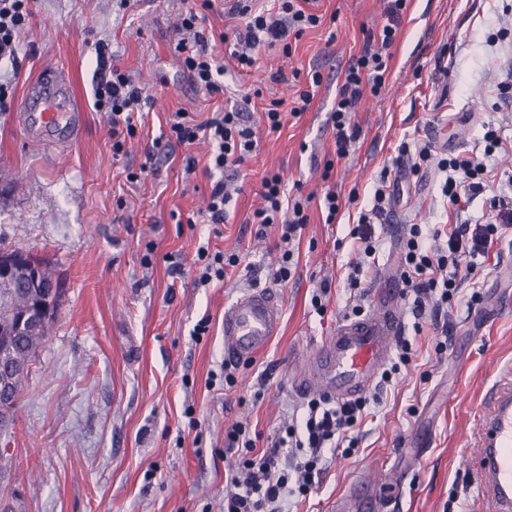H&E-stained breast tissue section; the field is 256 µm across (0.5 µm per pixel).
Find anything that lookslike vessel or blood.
<instances>
[{
  "label": "vessel or blood",
  "instance_id": "b4317fda",
  "mask_svg": "<svg viewBox=\"0 0 512 512\" xmlns=\"http://www.w3.org/2000/svg\"><path fill=\"white\" fill-rule=\"evenodd\" d=\"M31 120L23 130L30 140L67 143L80 134L82 108L69 93L64 70L44 71L29 82L20 104ZM399 291L381 288L373 309L337 324L309 357L303 375L292 380L299 393H316L346 402L367 391L388 362L399 336L405 331L398 312ZM283 312L268 289L243 293L224 310V357L233 362L250 360L278 336ZM479 424L483 449L477 476L478 512H512V368L503 370L496 384L473 412ZM379 486L354 480L334 502L333 512H381Z\"/></svg>",
  "mask_w": 512,
  "mask_h": 512
}]
</instances>
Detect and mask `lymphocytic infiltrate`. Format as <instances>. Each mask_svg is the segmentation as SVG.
Returning a JSON list of instances; mask_svg holds the SVG:
<instances>
[{"instance_id":"f902f5d3","label":"lymphocytic infiltrate","mask_w":512,"mask_h":512,"mask_svg":"<svg viewBox=\"0 0 512 512\" xmlns=\"http://www.w3.org/2000/svg\"><path fill=\"white\" fill-rule=\"evenodd\" d=\"M255 0H231L228 16L240 19V26L217 33L208 29V13L214 0H191L180 13L175 44L184 69L199 91L216 96L224 91V65L218 47L231 46V55L238 69L246 72L255 67L256 54L265 47L281 45L283 54H290L294 40L306 30L318 27L322 15L308 8L310 0H273L270 10L256 9ZM33 0H0V61L16 62L22 34L33 16ZM407 0H388L385 24L364 30V41L358 56L348 65L343 80L336 88L332 110V130L337 158L348 155L359 136L352 114L366 94H378L389 79L392 48L397 39L398 22ZM97 75L92 86L93 108L104 113L112 141L113 157L126 154L127 144L137 137L144 118L151 112L154 99L137 84L130 74L116 64L109 40L95 43ZM299 85L292 107L273 98L263 106V122L268 132L277 133L289 118L309 109L314 90L322 83L319 71H293ZM167 141L192 147L206 144L209 157L199 164L196 157L186 155L185 170H202L211 182L201 211L204 223L220 225L226 218V207L233 198L234 187L224 179L227 171H238L255 152L257 138L243 109L220 107L205 120H196L191 113L174 112L167 123ZM445 174L442 195L449 206H460L461 195L482 189L481 177L486 168L471 159L453 158L443 161ZM259 194L263 200L250 221L256 224V238H265L271 226H278L280 255L274 279L285 283L292 276L294 244L301 239L309 216L310 198H295L292 207L283 203L284 189L279 174L268 173L261 179ZM385 185L374 192V205L360 213L349 232L357 240L364 258H374L379 248L373 220L384 212ZM496 211L498 223L470 225L461 223L450 229L423 231L410 225L405 243L401 280L404 297L410 298L414 319H423L427 312H440L460 299L458 270L473 265L475 259L488 257L507 228L512 227V196L495 195L489 200ZM242 262L239 254L209 251L198 247L194 264L199 270L197 285L207 286L223 281L228 268ZM367 399L335 403L324 398L309 400L301 421L288 426L284 436L262 449L260 457L243 461L227 478L229 492L224 497V512H284L290 498L306 495L322 473L321 449L342 447L350 432L366 414Z\"/></svg>"}]
</instances>
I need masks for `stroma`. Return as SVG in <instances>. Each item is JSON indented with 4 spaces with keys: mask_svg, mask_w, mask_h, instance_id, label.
I'll return each mask as SVG.
<instances>
[{
    "mask_svg": "<svg viewBox=\"0 0 512 512\" xmlns=\"http://www.w3.org/2000/svg\"><path fill=\"white\" fill-rule=\"evenodd\" d=\"M385 5L318 0L325 21L291 55L263 50L247 76L225 57L224 92L209 97L183 75L175 52L181 0H138L125 11L115 0H37L20 43L16 99L0 112V251L42 258L60 300L14 418L0 430V512H224V473L244 455L229 447L228 429L254 427L266 447L303 414L306 401L292 391L293 376L340 320L353 309L370 310L373 291L399 274L403 227L491 221L489 200L512 177V0H408L388 82L354 112L360 138L338 161L329 121L336 85L362 47L363 28L384 22ZM100 38L111 41L121 67L155 99L140 138L117 159L107 120L92 107ZM57 66L67 69L73 99L85 110L84 129L72 143L44 147L25 136L17 99L28 81ZM297 68L323 77L308 112L280 133L258 129L241 191L219 230H179L174 214L203 208L207 181L185 173V151L177 145L155 148L146 161L160 122L179 110L206 118L256 87L264 98L292 100L293 82L271 76ZM490 129L498 137L492 149L483 139ZM404 141L429 145L428 161L399 155ZM457 156L482 159L488 175L483 191L455 210L442 201L440 164ZM330 158L335 166L328 173ZM129 169L141 171L140 183L126 181ZM269 172L282 176L287 198H320L332 188L342 200L331 224L309 207L297 268L282 285L273 280L278 229L259 240L247 222L262 205L260 179ZM384 173L390 188L375 229L380 247L352 290L347 274L362 255L349 232L361 210L371 208ZM120 197L125 207H117ZM204 244L243 254L242 268L224 283L197 286L193 259ZM174 252L184 258L178 278L166 262ZM508 267L512 235L495 245L488 263L460 270L462 295L477 289L482 301L448 312L451 341L443 353L435 345L444 333L428 319L414 331L412 314H404L412 363L391 383L376 385L383 402L356 427L354 454L324 449L319 482L292 499L288 512H327L358 477L380 483L384 512H471L478 466L472 412L512 367V288L500 275ZM326 281L331 292L321 315L310 298ZM256 286L278 297L282 329L239 365L235 387L208 388V372L224 360V310ZM204 316L210 330L195 337ZM258 389L264 396L256 402Z\"/></svg>",
    "mask_w": 512,
    "mask_h": 512,
    "instance_id": "1",
    "label": "stroma"
}]
</instances>
